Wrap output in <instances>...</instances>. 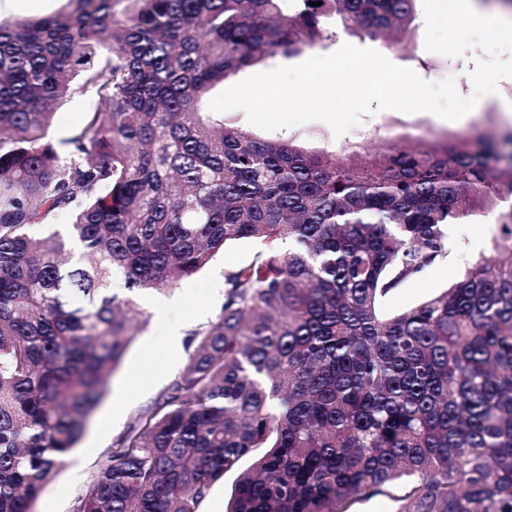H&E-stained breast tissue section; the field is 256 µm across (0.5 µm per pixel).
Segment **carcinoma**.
<instances>
[{
	"instance_id": "1",
	"label": "carcinoma",
	"mask_w": 512,
	"mask_h": 512,
	"mask_svg": "<svg viewBox=\"0 0 512 512\" xmlns=\"http://www.w3.org/2000/svg\"><path fill=\"white\" fill-rule=\"evenodd\" d=\"M68 0L0 22V512H33L133 341L129 292L165 291L224 246L215 321L112 444L71 512H350L397 486V512H512V150L389 144L371 161L265 139L201 110L262 59L331 25L378 39L417 0ZM96 107L61 156L55 103ZM496 214L493 256L423 302L382 298ZM69 219L88 266L58 233ZM288 243V250L275 248ZM235 478V474H227L224 481L214 486L203 504V512H225Z\"/></svg>"
}]
</instances>
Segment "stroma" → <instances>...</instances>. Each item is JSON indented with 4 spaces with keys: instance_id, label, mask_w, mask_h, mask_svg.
Segmentation results:
<instances>
[{
    "instance_id": "35a3bbf8",
    "label": "stroma",
    "mask_w": 512,
    "mask_h": 512,
    "mask_svg": "<svg viewBox=\"0 0 512 512\" xmlns=\"http://www.w3.org/2000/svg\"><path fill=\"white\" fill-rule=\"evenodd\" d=\"M425 38L426 21L420 14L407 34L398 35L396 42L362 38L338 28L314 53L327 56L346 43L371 48L392 63L413 70L425 81L437 83L453 78L460 96H472V74L479 62L487 60V51L474 45L461 55L444 56L428 51ZM94 106L95 97L89 91L75 93L59 105L49 131L55 148L65 150L66 140ZM511 132L512 78H505L499 81L496 93L479 98L475 108L456 121L427 112L407 114L376 109L363 115L358 125L339 136L320 120L274 130L270 136L336 155L354 147L361 159L367 161L390 143L464 141L479 137L498 140ZM448 231L455 244L452 253L386 296L381 302L384 313L415 306L456 283L468 261L489 254L498 226L494 216L489 214L464 224L449 225ZM262 248L261 242L251 239L228 243L206 267L174 290L160 295L153 291L137 295V306L148 324L137 329L105 397L92 412L65 467L45 486L34 512H71L74 497L106 458L113 441L127 428L133 416L149 405L185 366L190 351L188 343H181L179 349L173 350L158 335L156 299L176 305L185 332L206 326L216 319L224 304L225 270L248 265Z\"/></svg>"
}]
</instances>
